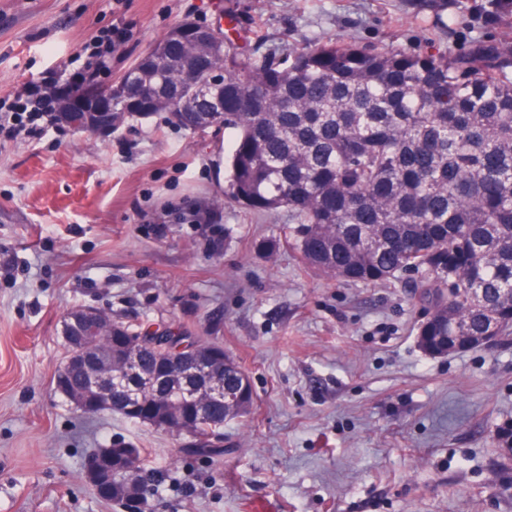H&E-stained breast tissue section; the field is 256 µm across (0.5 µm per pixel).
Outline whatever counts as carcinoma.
I'll use <instances>...</instances> for the list:
<instances>
[{
  "instance_id": "obj_1",
  "label": "carcinoma",
  "mask_w": 512,
  "mask_h": 512,
  "mask_svg": "<svg viewBox=\"0 0 512 512\" xmlns=\"http://www.w3.org/2000/svg\"><path fill=\"white\" fill-rule=\"evenodd\" d=\"M458 9L477 20L509 26L512 0H487ZM224 57V126L237 131L227 159L224 197H215L197 231L221 251L230 236L214 220L222 202L276 219L288 214V242L306 266L329 278L368 285L420 274L418 287L434 315L432 348L439 337L483 336L501 317L498 335L512 334V39H479L457 51L416 53L405 48H361L344 38L314 40L288 58L256 52L244 58L215 36ZM186 44L175 30L115 84L112 106L128 112L131 97H159L160 112L197 132L205 100L188 90L166 97L167 62L182 60ZM143 346L137 375L159 369L167 345L148 330L120 323ZM176 371L161 399L191 378ZM60 374L71 391L88 386L82 366ZM245 371L224 366V389L241 386ZM253 400L224 406L213 400L194 412L193 452L208 456L209 437L224 422L250 415ZM115 498L126 491L146 500L147 481L112 473Z\"/></svg>"
}]
</instances>
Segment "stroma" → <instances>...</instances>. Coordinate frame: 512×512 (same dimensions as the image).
<instances>
[{"label":"stroma","instance_id":"obj_1","mask_svg":"<svg viewBox=\"0 0 512 512\" xmlns=\"http://www.w3.org/2000/svg\"><path fill=\"white\" fill-rule=\"evenodd\" d=\"M442 14L461 44L503 35L470 26L455 0L439 13L420 0H0V103L46 71L84 66L111 28L124 31L102 58L116 78L187 18L284 57L338 35L445 49ZM235 140L231 128L181 130L165 112L105 138L52 122L0 138V512H122L82 477L85 457L118 437L146 459L145 512H512L492 442L512 422V336L429 355L417 273L325 279L288 244L284 214L225 205L232 235L211 253L192 212ZM88 306L186 329L238 362L253 406L225 424L220 454L55 392L69 354L61 322Z\"/></svg>","mask_w":512,"mask_h":512}]
</instances>
